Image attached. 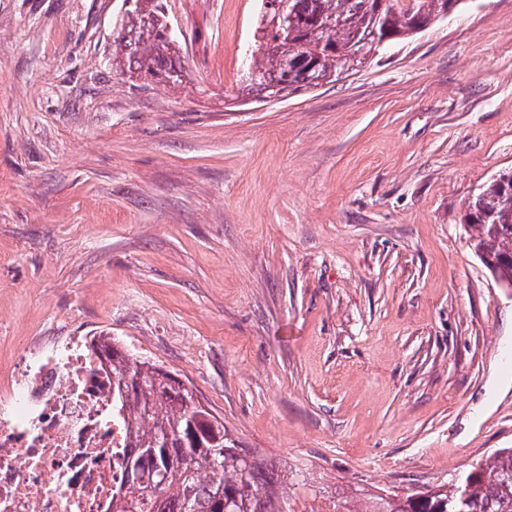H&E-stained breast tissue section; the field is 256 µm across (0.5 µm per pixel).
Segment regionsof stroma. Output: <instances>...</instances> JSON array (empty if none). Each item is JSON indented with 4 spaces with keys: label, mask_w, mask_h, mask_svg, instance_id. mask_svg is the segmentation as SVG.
Masks as SVG:
<instances>
[{
    "label": "stroma",
    "mask_w": 512,
    "mask_h": 512,
    "mask_svg": "<svg viewBox=\"0 0 512 512\" xmlns=\"http://www.w3.org/2000/svg\"><path fill=\"white\" fill-rule=\"evenodd\" d=\"M122 0H0V363L63 328L183 379L338 493L512 448V293L467 205L512 170V0L350 76L243 95L260 0H167L183 85L112 67Z\"/></svg>",
    "instance_id": "1"
}]
</instances>
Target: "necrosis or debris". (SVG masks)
<instances>
[{
	"label": "necrosis or debris",
	"instance_id": "obj_1",
	"mask_svg": "<svg viewBox=\"0 0 512 512\" xmlns=\"http://www.w3.org/2000/svg\"><path fill=\"white\" fill-rule=\"evenodd\" d=\"M125 434L90 341L38 339L0 371V512H110Z\"/></svg>",
	"mask_w": 512,
	"mask_h": 512
}]
</instances>
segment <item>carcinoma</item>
<instances>
[{"mask_svg":"<svg viewBox=\"0 0 512 512\" xmlns=\"http://www.w3.org/2000/svg\"><path fill=\"white\" fill-rule=\"evenodd\" d=\"M413 2L410 11L399 0L380 11L377 0H288L284 36L271 29L268 13H259L245 90L264 101L336 82L384 43L440 20V5L460 0ZM167 25L165 0H134L120 19L112 64L132 76L181 85L180 41L155 35ZM505 175L483 186L468 205L467 223L477 231L472 247L480 257L512 258V181ZM95 350L106 352L112 364V412L128 432V493H118L112 512H285L284 477L240 447L192 390L173 389L162 367L105 338ZM194 425L208 434L204 448L183 447ZM336 512H512V448L496 450L488 463L425 492L341 497Z\"/></svg>","mask_w":512,"mask_h":512,"instance_id":"obj_1","label":"carcinoma"}]
</instances>
